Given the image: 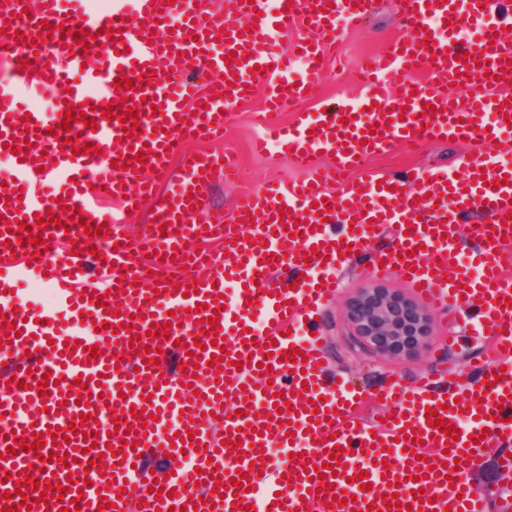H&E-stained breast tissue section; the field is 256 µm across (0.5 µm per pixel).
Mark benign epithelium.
<instances>
[{"mask_svg":"<svg viewBox=\"0 0 512 512\" xmlns=\"http://www.w3.org/2000/svg\"><path fill=\"white\" fill-rule=\"evenodd\" d=\"M353 329L350 344L363 352L402 355L425 344L431 316L406 299L365 290L344 309Z\"/></svg>","mask_w":512,"mask_h":512,"instance_id":"7a95c632","label":"benign epithelium"}]
</instances>
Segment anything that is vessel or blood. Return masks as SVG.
<instances>
[{
    "instance_id": "1",
    "label": "vessel or blood",
    "mask_w": 512,
    "mask_h": 512,
    "mask_svg": "<svg viewBox=\"0 0 512 512\" xmlns=\"http://www.w3.org/2000/svg\"><path fill=\"white\" fill-rule=\"evenodd\" d=\"M499 3L402 0L413 35L368 58L365 96L282 125L277 110L312 97L328 51L369 17L372 0H279L274 11L267 0H224L212 12L202 0H111L104 13L86 0H0V157L11 163L0 180V359H20L0 372L9 423L0 432V512H99L103 500L106 512H238L231 480L241 474L249 512H399L385 501L391 494L409 512H486L468 477L481 453L470 438L512 445V167L500 162L512 154V44L500 35ZM303 18L320 39L284 54L275 34ZM297 57L307 62L298 79ZM22 87L50 97L52 110L20 103ZM258 92L256 149L285 147L306 176L268 182L197 221L203 186L233 175L234 161L200 152L175 168L171 158L185 140L222 139ZM399 140L496 148L462 160L457 181L440 165L409 182L378 178L370 158ZM323 155L330 167L318 165ZM95 194L120 209H101ZM147 202L150 222L130 247L121 213ZM461 210L473 216L479 272L450 279L451 219ZM374 224L401 229L378 256L383 272L400 273L431 304L471 309L491 354L480 383L456 395L392 382L380 395L383 422L366 425L353 413L362 391L327 379L308 320ZM201 241L216 253L198 249ZM91 263L104 286L91 280ZM286 267L288 286L270 290ZM23 280L52 292L54 307L25 299ZM166 323L169 337L151 335ZM440 405L455 435L428 425L427 408ZM71 424L77 435L63 438ZM35 434L49 462L21 496L32 458L19 444ZM273 447L291 457L269 470L261 459ZM333 451L341 464L330 480L323 464ZM149 456L174 461L159 496ZM363 470L366 491L352 480ZM51 484L67 494L48 508L39 495Z\"/></svg>"
}]
</instances>
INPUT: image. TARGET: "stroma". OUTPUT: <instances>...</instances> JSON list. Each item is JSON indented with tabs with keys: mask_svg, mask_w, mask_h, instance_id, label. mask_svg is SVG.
I'll return each instance as SVG.
<instances>
[{
	"mask_svg": "<svg viewBox=\"0 0 512 512\" xmlns=\"http://www.w3.org/2000/svg\"><path fill=\"white\" fill-rule=\"evenodd\" d=\"M398 0H375V9L366 25L359 31L346 34L335 51L327 58V77L317 95L298 104L301 112L325 108L327 104L358 98L362 94L357 84L362 60L368 53L378 50L382 44L402 35ZM254 103H246L238 109L224 135V150L235 159L239 176L235 181L224 182L217 178L202 190L209 207H228L235 196L246 189L259 187L270 178L296 180L301 176L280 148H271L262 155L254 154L251 142L257 135L249 119ZM293 110V111H296ZM293 111L284 110L282 120H289ZM469 147L453 141L407 147L395 145L386 153L373 156L370 166L380 173L397 177L413 175L422 167L448 162L451 158L468 153ZM398 227L380 225L364 254L339 268L337 275L341 288L335 298L325 301L316 311L314 325L325 338V366L328 375L348 374L366 391L381 389L390 380L413 386L423 379L435 384L447 383L450 377L463 375L475 380L474 361L485 358L488 345L475 336L465 325L459 310L431 309L432 324L424 346L408 355L394 356L383 353L371 355L349 350L346 340L352 328L343 316L344 306L366 289H382L404 297L411 303H419L415 288L406 284L398 274L380 275L374 269L375 257L395 244ZM497 449L486 450L482 465L470 475L475 490L485 498L487 512H506L507 499L512 496V478L504 477L498 468Z\"/></svg>",
	"mask_w": 512,
	"mask_h": 512,
	"instance_id": "stroma-1",
	"label": "stroma"
}]
</instances>
